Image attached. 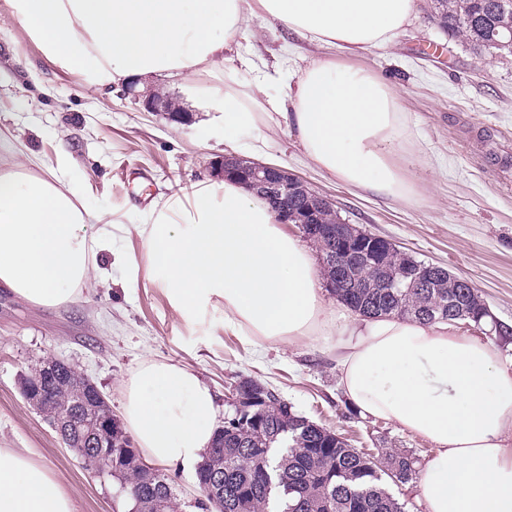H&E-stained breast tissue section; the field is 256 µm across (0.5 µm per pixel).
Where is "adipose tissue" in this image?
Segmentation results:
<instances>
[{"instance_id":"1","label":"adipose tissue","mask_w":512,"mask_h":512,"mask_svg":"<svg viewBox=\"0 0 512 512\" xmlns=\"http://www.w3.org/2000/svg\"><path fill=\"white\" fill-rule=\"evenodd\" d=\"M415 0H5L0 30L20 24L47 60L79 73L88 92L154 75L199 88L224 115V141L266 127L290 129L310 165L376 196L410 199L392 160L410 137L397 93L374 72L313 61L265 112V89L220 90L203 77L247 26L254 5L302 40L349 54L389 45ZM83 186L65 168L0 140V289L47 308L83 296L111 229L78 207ZM99 225L88 237V225ZM175 314L224 308L225 328L288 343L327 329L340 346V384L363 415L430 444L418 465L427 512H512V366L459 325L396 317L356 319L329 309L313 252L277 223L268 203L234 181L169 202L135 229ZM123 422L144 461L192 467L217 430L214 396L185 367L149 356L121 385ZM0 512H75L63 484L31 450L0 448Z\"/></svg>"}]
</instances>
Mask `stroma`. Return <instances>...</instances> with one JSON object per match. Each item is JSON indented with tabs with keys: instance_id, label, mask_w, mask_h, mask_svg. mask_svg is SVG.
I'll use <instances>...</instances> for the list:
<instances>
[{
	"instance_id": "1",
	"label": "stroma",
	"mask_w": 512,
	"mask_h": 512,
	"mask_svg": "<svg viewBox=\"0 0 512 512\" xmlns=\"http://www.w3.org/2000/svg\"><path fill=\"white\" fill-rule=\"evenodd\" d=\"M238 41L263 66L243 70L230 52L210 83L244 90L259 82L266 97L277 98L300 69L327 57L388 81L411 127L395 156L416 188L410 200L380 198L324 176L284 129L270 134L264 162L300 176L347 223L466 279L493 317L512 328V55L478 54L448 38L430 0H416L411 24L392 45L354 56L293 37L260 10ZM164 85L191 110L192 123L139 110L119 91L89 94L81 77L49 63L20 25L0 32V133L48 166L69 162L70 177L89 185L81 206L116 226L145 223L154 205L191 196L211 183L210 159L232 151L246 156L253 141L248 133L225 145L221 113L195 109L182 83ZM99 262L105 279L65 307L0 294V448L32 449L77 512H113L114 491L20 393L22 378L48 357L93 381L117 416L121 381L150 354L197 373L215 395L217 415L228 411L234 385L250 378L273 386L297 411L354 439L356 447H374L384 437L400 448L427 450L425 439L353 411L340 386L335 337L255 341L226 330L220 307L177 319L131 233L116 235Z\"/></svg>"
}]
</instances>
